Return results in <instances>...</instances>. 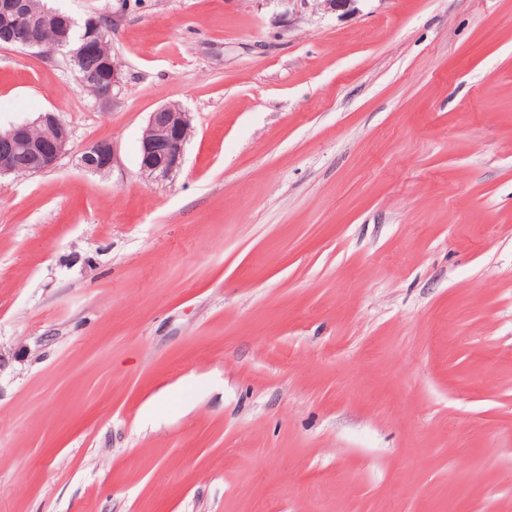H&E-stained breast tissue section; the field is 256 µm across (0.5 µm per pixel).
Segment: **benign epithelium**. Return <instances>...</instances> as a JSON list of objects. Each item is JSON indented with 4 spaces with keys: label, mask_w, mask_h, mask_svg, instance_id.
Segmentation results:
<instances>
[{
    "label": "benign epithelium",
    "mask_w": 512,
    "mask_h": 512,
    "mask_svg": "<svg viewBox=\"0 0 512 512\" xmlns=\"http://www.w3.org/2000/svg\"><path fill=\"white\" fill-rule=\"evenodd\" d=\"M0 21L4 25L22 24L31 31L44 25V16L34 12L29 0H0ZM101 23L90 17L85 32L69 53L71 58L97 55L104 52ZM106 83L94 93L98 104H112L114 91L121 84L118 66L109 64ZM191 134L189 113L178 104H167L150 113L140 139V171L150 179L161 180L179 171L183 164L184 148ZM0 140L17 144L20 151L0 154V177L24 170L37 175L56 168L60 160L70 153L71 131L54 112H41L32 121L0 125ZM81 168L102 173L112 167V146L98 142L85 148L78 158Z\"/></svg>",
    "instance_id": "obj_1"
}]
</instances>
